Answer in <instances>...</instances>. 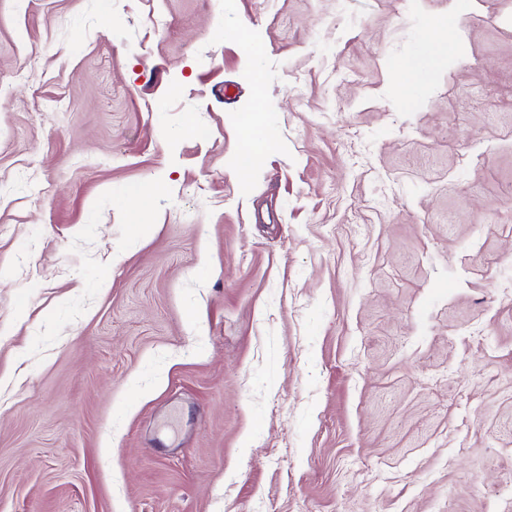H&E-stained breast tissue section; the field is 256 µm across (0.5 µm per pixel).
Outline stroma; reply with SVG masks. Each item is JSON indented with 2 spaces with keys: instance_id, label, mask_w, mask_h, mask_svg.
Segmentation results:
<instances>
[{
  "instance_id": "stroma-1",
  "label": "stroma",
  "mask_w": 512,
  "mask_h": 512,
  "mask_svg": "<svg viewBox=\"0 0 512 512\" xmlns=\"http://www.w3.org/2000/svg\"><path fill=\"white\" fill-rule=\"evenodd\" d=\"M451 5L0 0V512H512V0Z\"/></svg>"
}]
</instances>
